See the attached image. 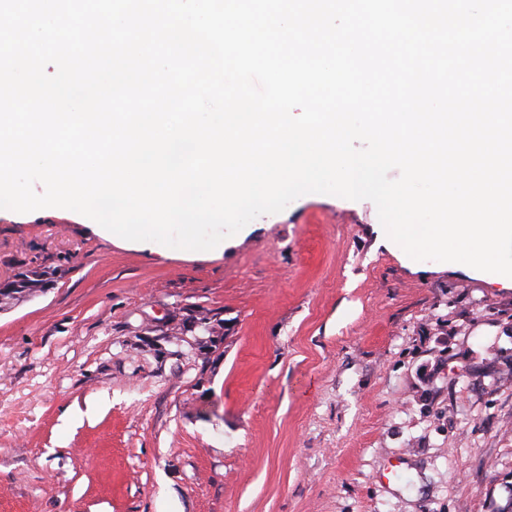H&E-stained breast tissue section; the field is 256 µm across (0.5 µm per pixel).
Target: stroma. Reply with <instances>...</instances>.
<instances>
[{"label": "stroma", "instance_id": "obj_1", "mask_svg": "<svg viewBox=\"0 0 512 512\" xmlns=\"http://www.w3.org/2000/svg\"><path fill=\"white\" fill-rule=\"evenodd\" d=\"M0 512H512V288L306 194L208 251L0 219ZM45 271L25 270L18 272L12 279L0 282V299L1 303L7 304L9 300L17 298V295L32 294L40 288H44L47 283Z\"/></svg>", "mask_w": 512, "mask_h": 512}]
</instances>
